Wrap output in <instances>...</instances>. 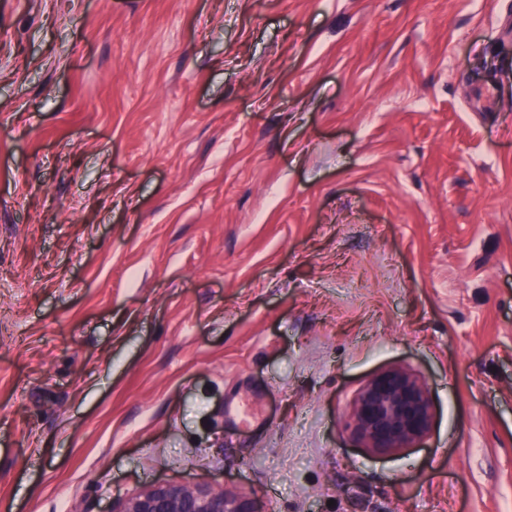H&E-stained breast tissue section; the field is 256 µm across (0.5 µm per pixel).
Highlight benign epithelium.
Instances as JSON below:
<instances>
[{"label":"benign epithelium","mask_w":512,"mask_h":512,"mask_svg":"<svg viewBox=\"0 0 512 512\" xmlns=\"http://www.w3.org/2000/svg\"><path fill=\"white\" fill-rule=\"evenodd\" d=\"M355 431L368 447L388 453L421 440L432 422L423 384L401 369L373 378L355 405ZM117 512H255L247 496L207 482L155 483L129 497Z\"/></svg>","instance_id":"obj_1"}]
</instances>
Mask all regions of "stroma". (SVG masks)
Returning <instances> with one entry per match:
<instances>
[{"label":"stroma","instance_id":"obj_1","mask_svg":"<svg viewBox=\"0 0 512 512\" xmlns=\"http://www.w3.org/2000/svg\"><path fill=\"white\" fill-rule=\"evenodd\" d=\"M158 481L512 512V0H0V512ZM354 420L355 431L368 448L388 453L428 433L432 407L423 384L401 369H391L362 389Z\"/></svg>","mask_w":512,"mask_h":512}]
</instances>
